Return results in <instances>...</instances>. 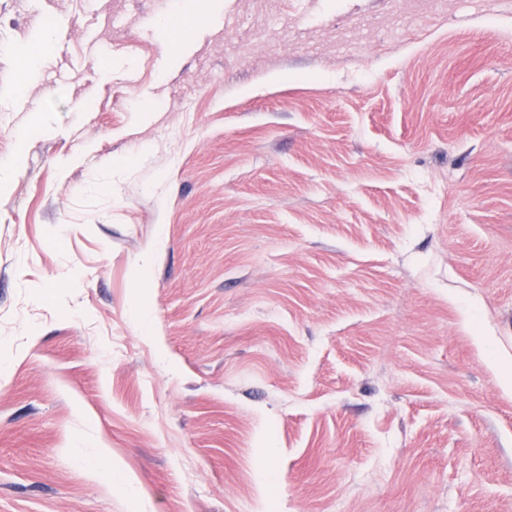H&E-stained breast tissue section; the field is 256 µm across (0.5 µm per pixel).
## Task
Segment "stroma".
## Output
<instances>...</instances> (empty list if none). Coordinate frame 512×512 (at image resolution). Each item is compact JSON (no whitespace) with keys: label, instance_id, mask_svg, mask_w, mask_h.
Returning a JSON list of instances; mask_svg holds the SVG:
<instances>
[{"label":"stroma","instance_id":"35a3bbf8","mask_svg":"<svg viewBox=\"0 0 512 512\" xmlns=\"http://www.w3.org/2000/svg\"><path fill=\"white\" fill-rule=\"evenodd\" d=\"M0 101V512H512V0H0Z\"/></svg>","mask_w":512,"mask_h":512}]
</instances>
